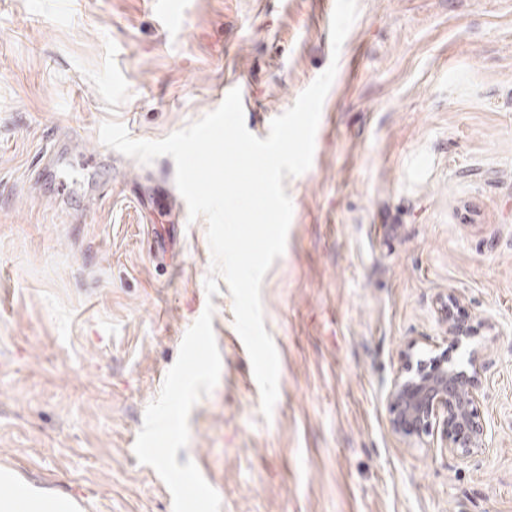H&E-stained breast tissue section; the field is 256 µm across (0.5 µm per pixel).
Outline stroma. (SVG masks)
<instances>
[{
	"label": "stroma",
	"mask_w": 512,
	"mask_h": 512,
	"mask_svg": "<svg viewBox=\"0 0 512 512\" xmlns=\"http://www.w3.org/2000/svg\"><path fill=\"white\" fill-rule=\"evenodd\" d=\"M0 0V468L85 512H172L134 445L188 328L213 305L220 378L189 416L220 512H512V0ZM313 162L261 286L279 357L271 418L205 218L159 140L240 86L258 137L330 62ZM488 317L486 445L404 447L385 397L447 331L438 293Z\"/></svg>",
	"instance_id": "35a3bbf8"
}]
</instances>
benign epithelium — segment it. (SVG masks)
<instances>
[{"instance_id":"1","label":"benign epithelium","mask_w":512,"mask_h":512,"mask_svg":"<svg viewBox=\"0 0 512 512\" xmlns=\"http://www.w3.org/2000/svg\"><path fill=\"white\" fill-rule=\"evenodd\" d=\"M435 308L447 326L443 342L448 348L416 361L415 345H410L387 395L389 429L407 448L430 438L436 447L467 459L483 447L487 432L479 397L482 365L473 356L469 360L471 371L461 370L448 359V351L477 335L491 321L468 313L451 288L438 293Z\"/></svg>"}]
</instances>
